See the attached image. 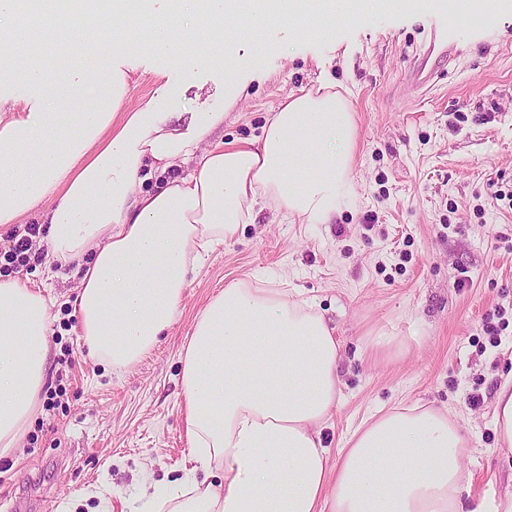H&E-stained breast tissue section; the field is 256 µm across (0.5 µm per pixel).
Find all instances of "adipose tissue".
Segmentation results:
<instances>
[{
	"mask_svg": "<svg viewBox=\"0 0 512 512\" xmlns=\"http://www.w3.org/2000/svg\"><path fill=\"white\" fill-rule=\"evenodd\" d=\"M308 0H171V14L143 42L119 39L120 21L146 0H0V77L20 74L23 100L0 97V224L43 210L42 267H72L80 336L113 369L141 359L172 325L203 253L255 223V204L295 224H329L354 195L356 115L345 91L320 84L287 95L260 136L207 146L237 104L214 112H165L175 87L136 107L120 69L46 67L35 35L45 15H94L69 30L74 57L138 55L153 71H191L220 60L244 90L250 65L223 28L243 17L266 30ZM209 52H189L175 27ZM64 85L66 97L49 91ZM155 178L159 188L144 189ZM48 290L0 276V458L19 448L35 420L50 351ZM343 345L313 303L245 280L215 293L182 351L185 431L202 479L133 500L131 512H512L497 472L473 493L463 461L477 450L444 411L401 403L373 415L331 452L322 439L340 399Z\"/></svg>",
	"mask_w": 512,
	"mask_h": 512,
	"instance_id": "adipose-tissue-1",
	"label": "adipose tissue"
}]
</instances>
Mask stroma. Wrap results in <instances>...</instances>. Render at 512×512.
I'll return each instance as SVG.
<instances>
[{"instance_id":"1","label":"stroma","mask_w":512,"mask_h":512,"mask_svg":"<svg viewBox=\"0 0 512 512\" xmlns=\"http://www.w3.org/2000/svg\"><path fill=\"white\" fill-rule=\"evenodd\" d=\"M439 0H391L353 24L331 21L311 4L295 33L287 17L246 34L237 51L265 74L224 118L209 144L254 139L288 93L327 79L349 88L359 128L354 198L330 224H292L269 210L232 243L204 255L189 276L180 314L135 365L115 371L77 338L72 275L47 279L40 266L18 278L51 282L53 334L44 393L54 396L22 448L0 458V512H130L155 486L192 468L179 383L180 349L197 313L235 280L283 281L314 302L344 343L338 411L323 431L332 450L368 414L402 401L449 409L480 452L466 460L481 490L486 471L512 477L495 450L493 398L512 372V8L478 28L492 46L472 41L431 88L407 79L425 48ZM184 87L171 112L223 108L229 87L217 61L194 72L171 69ZM468 287H457L460 274ZM504 309L499 346L483 331ZM385 330L417 336L409 349L372 357L368 336ZM483 397L467 405L470 393Z\"/></svg>"}]
</instances>
